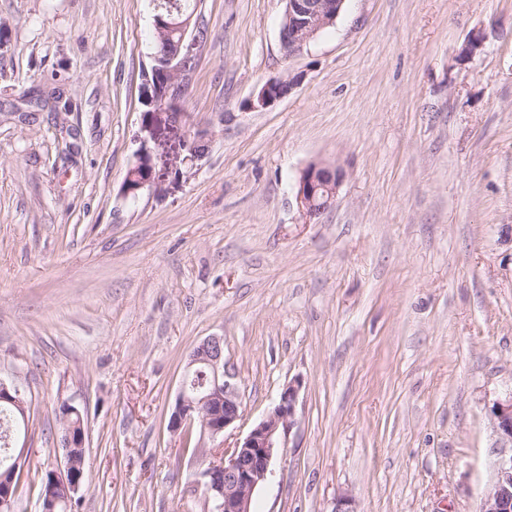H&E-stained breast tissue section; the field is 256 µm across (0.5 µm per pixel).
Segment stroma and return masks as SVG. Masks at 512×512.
<instances>
[{"instance_id":"obj_1","label":"stroma","mask_w":512,"mask_h":512,"mask_svg":"<svg viewBox=\"0 0 512 512\" xmlns=\"http://www.w3.org/2000/svg\"><path fill=\"white\" fill-rule=\"evenodd\" d=\"M285 0H198L181 108L202 160L121 194L141 145L155 0H0V381L27 401L13 512L64 469L74 512H210L202 471L300 381L251 512H478L512 390V0H345L296 56ZM479 54L461 51L471 35ZM293 78L274 106L244 104ZM339 165L306 219L313 162ZM224 339L242 417L169 428ZM343 178L339 167L312 163L302 173L297 200L306 215L315 216L329 208ZM65 459V467L63 472L61 473H51V484L48 487V500H52V494L59 488H70L72 491L79 493L81 490V485L74 481L73 474L75 470L79 468L78 462L76 458L69 452V450H65L64 452ZM72 481V482H71Z\"/></svg>"}]
</instances>
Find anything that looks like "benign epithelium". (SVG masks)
<instances>
[{"mask_svg": "<svg viewBox=\"0 0 512 512\" xmlns=\"http://www.w3.org/2000/svg\"><path fill=\"white\" fill-rule=\"evenodd\" d=\"M284 21L288 24V41L282 43L286 55L301 52L316 39L326 27L333 25L345 0H285ZM193 16L178 14L171 22L158 26L159 32L172 30L180 34V43L186 51L194 45ZM187 57L180 50L169 53L163 68L144 72L143 93L150 95L154 84L164 83L163 96L152 100L153 110L143 113V129L154 145L162 148L163 170H155L154 153L147 142H142L136 165L143 166L144 177L136 184L124 181L123 195L137 196L148 190L162 192L166 174L178 180L183 176L182 165L196 162L201 155L194 150V137L205 132L184 130L185 120L175 123L172 112L177 109L188 87ZM297 84L294 79L270 78L259 90L256 98L249 100L248 109H266L286 97L282 89L289 90ZM343 178L339 167L312 163L302 173L297 200L303 212L315 216L329 208ZM198 365L210 372V384L204 391L189 392L188 382H183L169 426L174 430L184 424L198 421L202 433L216 436L235 426L241 417V401L235 374L224 362V337L209 336L192 351L185 373ZM300 382L288 384L278 401L264 418L249 431L231 451L224 452V462L211 465L204 472L205 492L212 502L214 512H251L254 494L272 475V462L278 449L284 447L286 435L295 425V409ZM490 425L499 448L512 449V392L492 407ZM65 467L60 473H51L48 494L69 488L80 492L81 485L73 480L78 469L76 458L64 452ZM479 512H512V454L499 456L493 462V478L481 499Z\"/></svg>", "mask_w": 512, "mask_h": 512, "instance_id": "benign-epithelium-1", "label": "benign epithelium"}]
</instances>
